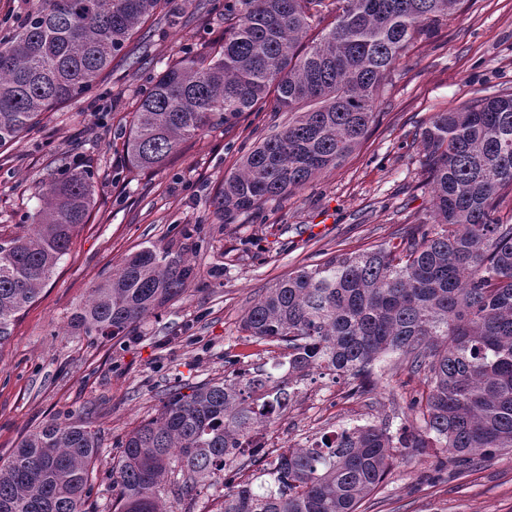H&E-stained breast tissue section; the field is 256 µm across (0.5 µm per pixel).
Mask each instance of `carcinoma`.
Segmentation results:
<instances>
[{
    "instance_id": "obj_1",
    "label": "carcinoma",
    "mask_w": 512,
    "mask_h": 512,
    "mask_svg": "<svg viewBox=\"0 0 512 512\" xmlns=\"http://www.w3.org/2000/svg\"><path fill=\"white\" fill-rule=\"evenodd\" d=\"M460 0H210L224 16L219 47L189 45L146 82L124 149L137 169L165 165L188 140L261 112L288 124L256 143L224 179V219L285 197L341 165L366 139L391 71L408 45L451 18ZM162 0H40L0 45V149L41 117L96 88ZM323 25L302 43L313 25ZM431 206L399 244L341 252L276 282L242 328L288 349V376L256 368L175 389L159 415L125 439L112 462L113 512H192L224 480L211 512H358L396 452L439 448L457 466L512 448V93L481 90L420 133ZM32 223L0 236V344L35 302L78 229L88 223L91 176L76 169L42 184ZM195 265L155 245L128 256L70 323L121 336L183 296ZM389 352L430 385L409 409L420 426L342 427L315 445L285 448L240 480L254 429L286 410L294 382L326 369L374 386ZM97 433L46 422L0 465V512H87Z\"/></svg>"
}]
</instances>
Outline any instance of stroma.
Instances as JSON below:
<instances>
[{"instance_id": "obj_1", "label": "stroma", "mask_w": 512, "mask_h": 512, "mask_svg": "<svg viewBox=\"0 0 512 512\" xmlns=\"http://www.w3.org/2000/svg\"><path fill=\"white\" fill-rule=\"evenodd\" d=\"M224 19L189 9L170 24L158 11L152 32L125 52L131 68L107 73L100 93L45 113L0 151V232L11 235L38 208V183L79 161L93 173L92 218L74 235L38 299L0 344V463L45 422L59 418L97 432L108 453L97 462L90 499L112 512V459L135 428L156 417L173 386L272 364L283 344L241 329L245 310L291 271L336 250H363L410 232L430 206L414 134L437 112L457 110L478 90L512 93V0H461L453 18L419 37L396 63L363 145L341 166L288 196L223 220L215 198L241 156L288 122L284 112L244 113L232 125L188 141L163 169L129 168L127 128L146 72L191 42L217 43ZM202 224L208 247L196 251L180 229ZM171 248L199 269L183 297L145 315L123 336H86L69 326L92 288L124 258L149 245ZM347 378L314 377L294 394L270 448L306 445L341 426L384 421L414 426L412 397L429 388L398 357L384 359L377 384L350 395ZM438 448L398 456L359 512H512V450L475 465L449 467L431 481Z\"/></svg>"}]
</instances>
